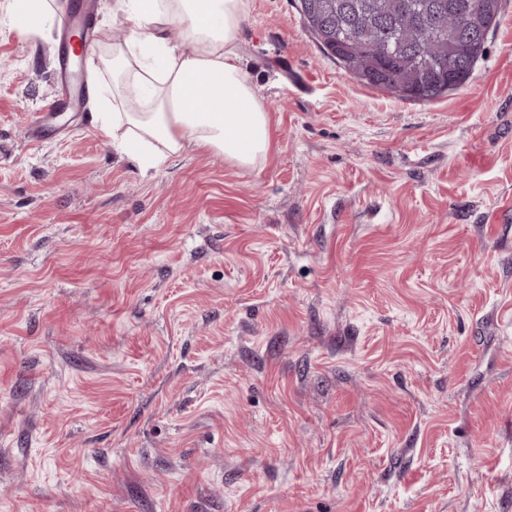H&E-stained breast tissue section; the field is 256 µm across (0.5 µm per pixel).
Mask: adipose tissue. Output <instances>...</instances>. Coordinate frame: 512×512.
<instances>
[{"label":"adipose tissue","mask_w":512,"mask_h":512,"mask_svg":"<svg viewBox=\"0 0 512 512\" xmlns=\"http://www.w3.org/2000/svg\"><path fill=\"white\" fill-rule=\"evenodd\" d=\"M124 29L112 49L115 113L96 117L142 171L192 145L252 167L268 149V110L240 53L247 0H113ZM185 30L170 43L166 30Z\"/></svg>","instance_id":"obj_1"}]
</instances>
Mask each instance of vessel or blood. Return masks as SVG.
Segmentation results:
<instances>
[{"mask_svg": "<svg viewBox=\"0 0 512 512\" xmlns=\"http://www.w3.org/2000/svg\"><path fill=\"white\" fill-rule=\"evenodd\" d=\"M61 41L56 57L59 75L54 101L40 113L31 131V139L43 142L60 130L57 119L67 112L80 111L91 93L90 86L74 76V38L91 45L96 37L92 0H64L60 14Z\"/></svg>", "mask_w": 512, "mask_h": 512, "instance_id": "obj_1", "label": "vessel or blood"}]
</instances>
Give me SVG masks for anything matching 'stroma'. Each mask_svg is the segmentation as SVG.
Instances as JSON below:
<instances>
[{
    "instance_id": "1",
    "label": "stroma",
    "mask_w": 512,
    "mask_h": 512,
    "mask_svg": "<svg viewBox=\"0 0 512 512\" xmlns=\"http://www.w3.org/2000/svg\"><path fill=\"white\" fill-rule=\"evenodd\" d=\"M81 118L31 144L57 26L0 22V512H512V0L431 102L248 0L270 147L141 173L94 0Z\"/></svg>"
}]
</instances>
